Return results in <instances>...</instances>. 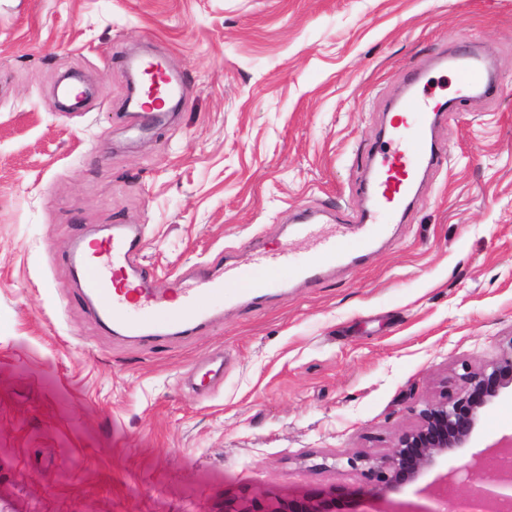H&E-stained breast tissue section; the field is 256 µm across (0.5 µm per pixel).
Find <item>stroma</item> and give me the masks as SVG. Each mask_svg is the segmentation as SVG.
Wrapping results in <instances>:
<instances>
[{
	"mask_svg": "<svg viewBox=\"0 0 512 512\" xmlns=\"http://www.w3.org/2000/svg\"><path fill=\"white\" fill-rule=\"evenodd\" d=\"M495 63L497 98L433 129L442 161L372 253L211 328L137 340L104 327L72 276L76 240L142 228L160 286L287 236L308 209L345 224L412 73L456 96L439 55ZM188 93L149 131L125 107L132 58ZM512 339V0H0V512H224L243 496H347L413 406ZM224 353V382L183 375ZM512 435V395L471 449L373 512H428L423 489Z\"/></svg>",
	"mask_w": 512,
	"mask_h": 512,
	"instance_id": "35a3bbf8",
	"label": "stroma"
}]
</instances>
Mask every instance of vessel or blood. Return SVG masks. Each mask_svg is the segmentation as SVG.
I'll return each mask as SVG.
<instances>
[{
	"label": "vessel or blood",
	"mask_w": 512,
	"mask_h": 512,
	"mask_svg": "<svg viewBox=\"0 0 512 512\" xmlns=\"http://www.w3.org/2000/svg\"><path fill=\"white\" fill-rule=\"evenodd\" d=\"M450 60L458 92L477 90L490 96L496 82L486 56L458 51ZM439 106L438 99L422 89L405 99L389 131V149L382 158V171L371 182L370 204L357 223L321 232L309 215L298 214L295 234L315 241L312 255L304 261H297L285 249L262 250L245 263L225 265L220 274L206 264L194 266L190 273L177 276V287L171 290L157 287L156 275L143 262L141 234L134 229L116 230L111 237L98 242L84 262L85 286L96 303L98 317L118 334L189 335L208 324L215 301L235 297L254 302L282 288L285 276L315 283L341 257L357 261L383 233L387 218L405 207L418 170L440 160L438 144L419 137L433 123Z\"/></svg>",
	"instance_id": "b4317fda"
}]
</instances>
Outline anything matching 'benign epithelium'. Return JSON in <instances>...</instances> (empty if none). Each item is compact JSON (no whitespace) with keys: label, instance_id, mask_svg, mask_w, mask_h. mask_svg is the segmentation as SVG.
Masks as SVG:
<instances>
[{"label":"benign epithelium","instance_id":"benign-epithelium-1","mask_svg":"<svg viewBox=\"0 0 512 512\" xmlns=\"http://www.w3.org/2000/svg\"><path fill=\"white\" fill-rule=\"evenodd\" d=\"M462 370L452 395L411 408L416 424L398 436L389 453L350 459L353 465L362 464L369 496L399 492L444 457L470 447L482 410L512 391V339L495 359L477 367L464 365ZM511 458L512 437L473 454L465 468L481 486L467 498L452 503L448 502L447 487L454 471L439 476L429 489L436 503L433 512H498L511 504L512 470L490 465L494 460ZM334 508V496L292 500L246 497L224 504V512H334Z\"/></svg>","mask_w":512,"mask_h":512}]
</instances>
